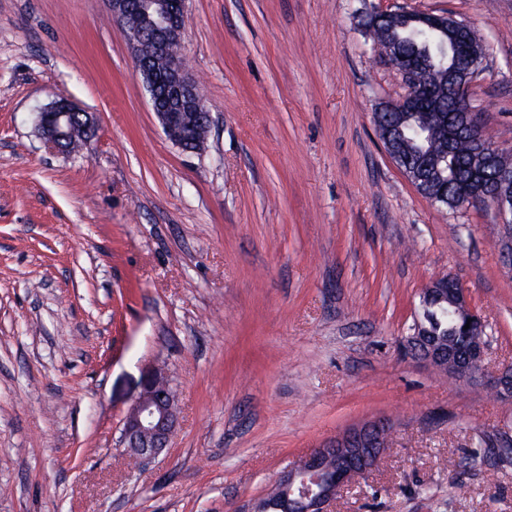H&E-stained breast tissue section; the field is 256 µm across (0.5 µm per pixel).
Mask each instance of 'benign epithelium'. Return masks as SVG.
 Here are the masks:
<instances>
[{
	"instance_id": "1",
	"label": "benign epithelium",
	"mask_w": 512,
	"mask_h": 512,
	"mask_svg": "<svg viewBox=\"0 0 512 512\" xmlns=\"http://www.w3.org/2000/svg\"><path fill=\"white\" fill-rule=\"evenodd\" d=\"M112 21L124 30L131 47L138 74L149 77L144 83L151 108L168 140L187 152L182 139L183 127L196 131L210 130L212 113L205 103L198 80L189 70L183 53L186 0H107ZM396 15L405 18L416 35L425 36L439 31L445 39L436 43V55L404 57L395 40L376 43L382 57L402 77L406 92L396 101L381 103L377 112H435L443 122L449 120L434 108L451 98L458 108L457 119L461 127L471 131L476 153L481 164L494 170V182L502 188L512 185V167L498 162L499 150L485 137L474 114L468 97V88L482 66L475 54L466 70L457 67L459 48L455 38L457 20L446 15L397 10L375 12L369 20H387ZM158 61L160 75L167 88V106L162 108L155 101L152 86L154 74L147 71L146 58ZM84 111L70 102L56 101L44 107L37 116L38 133L47 146L62 154L69 152L66 145L73 134V126ZM376 130L388 156L401 164L402 143L385 125ZM459 195L472 204L480 205L493 199V207L504 217V226L512 237V196H489L480 184L465 185ZM422 295L449 300L452 314L457 319L458 335L466 344L462 356L427 342L418 333L408 337V354L434 369L459 381L490 390L501 401L512 402V367L506 365L495 375L487 377L486 323L469 304L466 291L451 277L434 280ZM470 328H465V325ZM176 397L165 378L155 379L126 415L121 433V443L126 452L142 460L154 459L166 448L175 431L178 416L175 413ZM390 423L370 421L356 426L331 439L314 450L297 465L282 471L278 480L288 485L295 494L300 512H330L331 505L341 492L351 488L359 479L369 474L387 446L384 438L389 435ZM336 453L335 474L326 482L320 478L321 460Z\"/></svg>"
}]
</instances>
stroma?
<instances>
[{
  "instance_id": "1",
  "label": "stroma",
  "mask_w": 512,
  "mask_h": 512,
  "mask_svg": "<svg viewBox=\"0 0 512 512\" xmlns=\"http://www.w3.org/2000/svg\"><path fill=\"white\" fill-rule=\"evenodd\" d=\"M445 12L485 49L469 88L512 154V0H187L184 50L213 124L164 135L107 0H0V512H239L362 423L389 446L333 512H512V403L410 359L421 292L456 279L512 364V262L491 207L449 209L385 152L404 95L367 13ZM67 100L71 157L36 118ZM166 374L169 448L123 420ZM375 124H376V130L379 136V139L381 140L384 149L388 156L398 165V167L402 170V172L407 176L409 181L412 183L414 187H416V179L414 178L413 173L409 170L404 168V166L401 165V153H402V143L401 140L395 136H393L389 128L384 124L380 125L377 123V119L375 118ZM417 189V187H416ZM418 190V189H417Z\"/></svg>"
}]
</instances>
